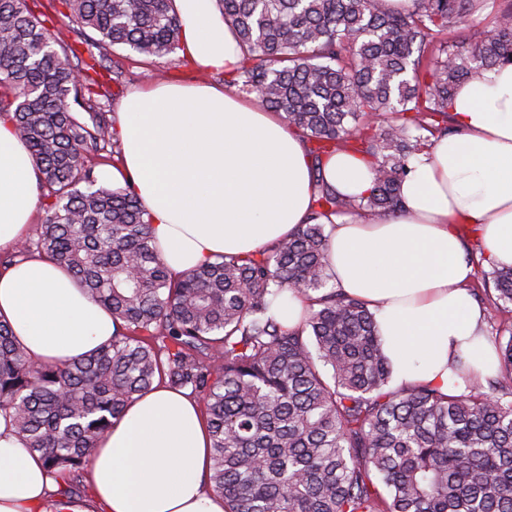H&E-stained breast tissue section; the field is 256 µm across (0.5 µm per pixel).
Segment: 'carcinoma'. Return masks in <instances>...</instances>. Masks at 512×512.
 Wrapping results in <instances>:
<instances>
[{"label": "carcinoma", "instance_id": "obj_1", "mask_svg": "<svg viewBox=\"0 0 512 512\" xmlns=\"http://www.w3.org/2000/svg\"><path fill=\"white\" fill-rule=\"evenodd\" d=\"M74 32L138 55L181 48L173 0H63ZM243 49L235 84L309 143V222L249 256L219 255L173 280L131 186L99 183L120 153L103 85L27 0H0V117L27 144L45 216L19 253L41 251L109 310L112 341L65 364L30 361L0 322V413L53 473L90 463L98 441L155 378L202 397L211 490L224 512H512V267L482 272L509 336L499 372L464 388H393L374 314L332 283L331 217L403 210L411 159L448 136L453 91L512 64V12L483 38L437 40L484 0H218ZM372 160L368 195L347 197L324 161ZM308 306L290 328L285 291Z\"/></svg>", "mask_w": 512, "mask_h": 512}]
</instances>
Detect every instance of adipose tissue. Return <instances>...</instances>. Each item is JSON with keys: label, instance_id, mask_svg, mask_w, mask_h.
Masks as SVG:
<instances>
[{"label": "adipose tissue", "instance_id": "ef3b65f1", "mask_svg": "<svg viewBox=\"0 0 512 512\" xmlns=\"http://www.w3.org/2000/svg\"><path fill=\"white\" fill-rule=\"evenodd\" d=\"M183 54L220 70L224 88L170 81L123 99L114 127L120 158L107 183H131L172 277L218 254L246 256L305 223L315 185L304 140L277 113L242 97L231 78L242 49L217 0H173ZM457 135L431 139L402 186L405 209L335 217L330 266L337 288L374 312L397 382L455 390L453 369L494 375L483 312L469 285L460 225L474 226L494 265L512 267V64L473 76L450 105ZM326 181L367 195L369 159L332 154ZM38 171L28 147L0 118V248L25 241L36 216ZM0 321L28 358L64 364L112 338L111 314L56 261L32 254L0 268ZM210 432L203 405L163 383L135 398L98 442L87 469L102 512H224L206 485ZM57 476L0 414V512H43Z\"/></svg>", "mask_w": 512, "mask_h": 512}]
</instances>
